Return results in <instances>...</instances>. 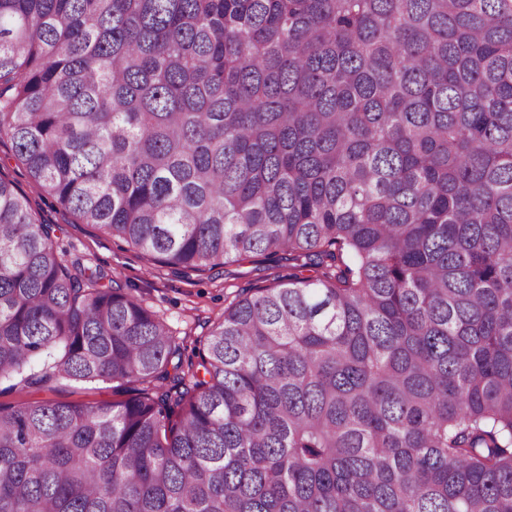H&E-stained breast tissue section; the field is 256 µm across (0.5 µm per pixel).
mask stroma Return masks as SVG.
<instances>
[{
    "mask_svg": "<svg viewBox=\"0 0 512 512\" xmlns=\"http://www.w3.org/2000/svg\"><path fill=\"white\" fill-rule=\"evenodd\" d=\"M0 175L29 193L32 206L44 223L56 225L54 245L65 260L82 259L85 266L100 270L103 285H117L143 300L170 326L184 357H192L209 324L241 290L273 285L287 274L284 256L258 255L231 262L204 275L184 276L175 269L153 264L127 244L89 224L75 223L48 195L35 192L26 168L17 161L8 140L0 141ZM108 383L60 381L46 386H17L0 394V404L32 401L99 402L112 400Z\"/></svg>",
    "mask_w": 512,
    "mask_h": 512,
    "instance_id": "35a3bbf8",
    "label": "stroma"
}]
</instances>
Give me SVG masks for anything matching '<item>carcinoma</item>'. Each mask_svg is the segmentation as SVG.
<instances>
[{"label": "carcinoma", "mask_w": 512, "mask_h": 512, "mask_svg": "<svg viewBox=\"0 0 512 512\" xmlns=\"http://www.w3.org/2000/svg\"><path fill=\"white\" fill-rule=\"evenodd\" d=\"M3 137L145 258L291 272L185 360L0 177V380L122 395L0 404V512H512V0H0Z\"/></svg>", "instance_id": "cac0c4a2"}]
</instances>
